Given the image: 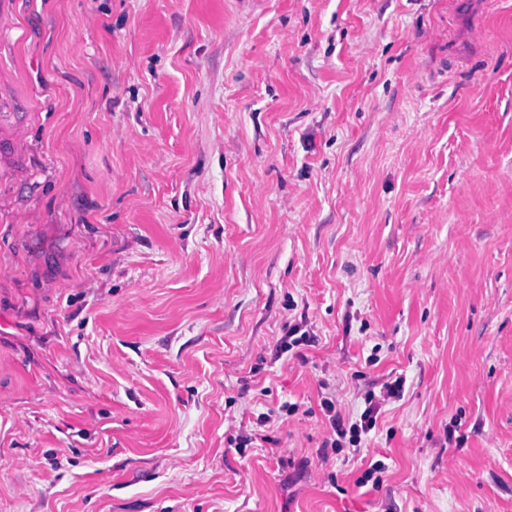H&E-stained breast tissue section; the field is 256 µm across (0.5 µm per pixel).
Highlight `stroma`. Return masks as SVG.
<instances>
[{"label":"stroma","instance_id":"stroma-1","mask_svg":"<svg viewBox=\"0 0 512 512\" xmlns=\"http://www.w3.org/2000/svg\"><path fill=\"white\" fill-rule=\"evenodd\" d=\"M0 512H512V0H0ZM401 387L402 381L398 378L394 382L384 385L383 392L380 391V394H382L380 397L383 399L377 398L374 392H368L364 399L366 407L359 419H356L354 422H351L350 419L346 421L340 412L336 411V405L332 400L324 399L321 402V407L329 416V422L334 433L340 439H345L347 434H349V444L357 448L362 442V434L369 433L376 426L380 404L386 398L397 396Z\"/></svg>","mask_w":512,"mask_h":512}]
</instances>
